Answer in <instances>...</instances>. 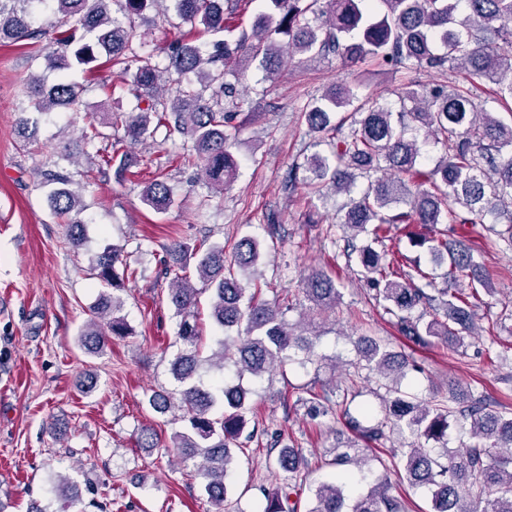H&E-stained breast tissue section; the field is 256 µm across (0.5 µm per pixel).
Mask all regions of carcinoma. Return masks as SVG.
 <instances>
[{"label":"carcinoma","mask_w":512,"mask_h":512,"mask_svg":"<svg viewBox=\"0 0 512 512\" xmlns=\"http://www.w3.org/2000/svg\"><path fill=\"white\" fill-rule=\"evenodd\" d=\"M54 3L57 48L44 54L47 68L58 73L51 85L40 76L30 77L28 106L20 110L17 125L24 144L38 131L27 114L65 109L78 111L83 88L68 80L73 66H88L99 58L118 69L121 89L136 100L133 112H114L113 133L106 136L90 124L81 132L79 149L95 147L106 136L111 151L100 163L115 167L125 180L133 160L127 145L143 142L161 127L167 135H186L191 146L181 159L201 172L202 186L224 191L235 178L238 162L231 152L225 128L237 112L224 101L238 99L236 85L225 81L231 66L259 61L265 79L279 75L284 59L330 56L342 68L367 60L393 72L424 68L442 73L460 69L471 77L494 85L491 102L512 101V59L500 55L497 44H512V0H263L267 11L250 30L226 24L225 14L241 0H171L178 18L201 25L217 39L212 44L176 42L161 68L138 55L144 45L135 19L158 0H0V43L35 40L39 31L31 21L34 3ZM119 4L121 16L112 13ZM358 79L343 80L330 92L311 100L304 112L311 132L329 140L333 160L314 153L290 171L289 179L318 192L326 183L348 196L340 223L350 234L343 254L357 260L362 274L375 289V299L396 319L400 333L416 344L438 338L461 345L475 336V301L480 290H492L491 281L474 261L470 250L429 235L436 224H474L476 218L512 207V123H504L493 109L477 108L470 90L449 89L442 84L397 89L399 109L394 111L357 94ZM352 108L356 119L342 131L343 123L331 124L330 115ZM423 127L446 146L445 155L430 170L418 167L420 147L412 131ZM381 176L357 189L355 171ZM51 187L50 203L58 215L80 212L82 194L59 164L40 171ZM142 202L155 211L175 204L166 181L155 177L142 190ZM403 224L414 248L426 250L439 263H447L443 287L428 273L418 270L425 286L402 280L396 259L376 250L391 227ZM263 252L260 241L245 236L231 252L213 245L205 251L176 241L164 249L165 271L196 274L210 292V318L219 336L210 358L200 355L202 329L198 295L187 278L176 276L168 288V301L178 317L176 343L180 349L171 362L178 383L171 393H152L148 405L157 413L173 409L182 413L184 430L171 437L176 456L184 463L201 459L198 473L214 512H243L228 497L226 479L233 469L232 447L248 424L250 390L224 379L215 388L198 382L203 365L220 371L230 362L238 376L261 378L285 364L301 366L315 356L320 335H307L286 323L277 303L258 302L246 295L237 274L257 272ZM90 274L105 287L93 306L94 317L80 331L86 353L99 355L112 338H124L133 329L121 315L124 301L118 292L136 278L124 259L123 248L112 246L98 254ZM309 313L322 316L336 309L340 292L322 269H314L301 282ZM445 308L424 323L415 310L435 299ZM365 367L385 381L386 394L379 406L366 405L363 416L375 420L361 426L350 413L349 401L336 403V412L347 427L369 442H377L385 430L395 433L409 447L402 449L401 477L411 487L427 489L429 512H512V415L502 412L482 396L459 385L448 387V403L423 398L401 388L407 357L366 337L355 342ZM312 417L330 411V399L310 392L302 400ZM459 421L460 431L472 443L448 447L449 420ZM279 446L277 463L293 477L306 474L308 461L292 444ZM329 464L336 479L320 483L315 504L308 512H404L402 501L389 493L390 483L375 478L368 490L350 499L347 486L361 468L359 450L335 448ZM295 487L264 492L260 512H297L285 506Z\"/></svg>","instance_id":"1"}]
</instances>
